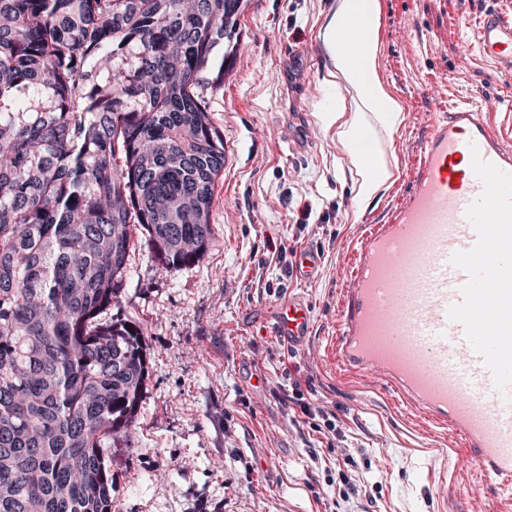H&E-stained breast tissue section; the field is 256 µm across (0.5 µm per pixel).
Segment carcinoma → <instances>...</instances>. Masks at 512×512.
<instances>
[{"mask_svg":"<svg viewBox=\"0 0 512 512\" xmlns=\"http://www.w3.org/2000/svg\"><path fill=\"white\" fill-rule=\"evenodd\" d=\"M241 2L0 0V512H112L148 366L100 316L135 235L171 269L213 242L207 91Z\"/></svg>","mask_w":512,"mask_h":512,"instance_id":"1","label":"carcinoma"}]
</instances>
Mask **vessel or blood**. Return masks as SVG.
Listing matches in <instances>:
<instances>
[{
    "label": "vessel or blood",
    "mask_w": 512,
    "mask_h": 512,
    "mask_svg": "<svg viewBox=\"0 0 512 512\" xmlns=\"http://www.w3.org/2000/svg\"><path fill=\"white\" fill-rule=\"evenodd\" d=\"M471 29L480 54L511 76L512 13L482 12ZM319 263L297 251L294 280H313ZM270 328L302 345L308 303L288 298ZM336 361L450 429L512 495V149L478 108L431 113L405 198L359 238Z\"/></svg>",
    "instance_id": "obj_1"
}]
</instances>
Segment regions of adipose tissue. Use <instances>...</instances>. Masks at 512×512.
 <instances>
[{"mask_svg": "<svg viewBox=\"0 0 512 512\" xmlns=\"http://www.w3.org/2000/svg\"><path fill=\"white\" fill-rule=\"evenodd\" d=\"M382 12L383 0H339L322 33L335 77L352 89L356 98L355 116L346 123L342 137L360 175L357 197L363 202L373 199L391 181L393 171L385 158L384 139L404 120L400 102L378 73Z\"/></svg>", "mask_w": 512, "mask_h": 512, "instance_id": "1", "label": "adipose tissue"}]
</instances>
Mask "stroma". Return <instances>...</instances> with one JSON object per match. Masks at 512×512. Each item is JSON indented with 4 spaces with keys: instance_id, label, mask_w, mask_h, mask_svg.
I'll return each instance as SVG.
<instances>
[{
    "instance_id": "obj_1",
    "label": "stroma",
    "mask_w": 512,
    "mask_h": 512,
    "mask_svg": "<svg viewBox=\"0 0 512 512\" xmlns=\"http://www.w3.org/2000/svg\"><path fill=\"white\" fill-rule=\"evenodd\" d=\"M337 0H243L238 44L220 42L224 87L210 118L224 133L215 182V240L167 271L135 238L110 318L144 327L148 376L128 432L112 439V512H512L447 431L371 381L341 375L328 349L339 333L352 250L366 225L403 199L430 96L474 103L499 125L512 79L473 43L469 16L512 0H384L381 76L404 108L395 182L370 205L326 108L351 109L327 83L321 34ZM316 278L288 267L303 247ZM309 302L298 348L269 329L288 296ZM319 407L291 411L286 394ZM359 493L343 499L346 485Z\"/></svg>"
}]
</instances>
